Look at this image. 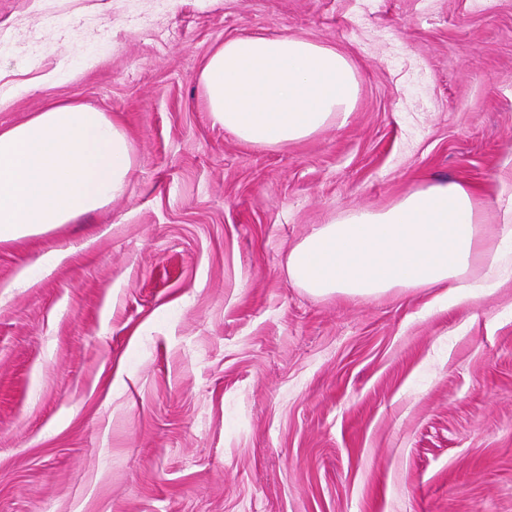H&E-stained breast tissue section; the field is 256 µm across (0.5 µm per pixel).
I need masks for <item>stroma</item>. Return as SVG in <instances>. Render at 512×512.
Returning a JSON list of instances; mask_svg holds the SVG:
<instances>
[{
  "label": "stroma",
  "instance_id": "1",
  "mask_svg": "<svg viewBox=\"0 0 512 512\" xmlns=\"http://www.w3.org/2000/svg\"><path fill=\"white\" fill-rule=\"evenodd\" d=\"M0 33V128L75 100L136 159L104 208L0 244V512H512V283L451 305L285 271L349 211L512 186V0H0ZM283 33L343 53L357 102L243 144L199 72Z\"/></svg>",
  "mask_w": 512,
  "mask_h": 512
}]
</instances>
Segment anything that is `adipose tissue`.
<instances>
[{
  "instance_id": "obj_1",
  "label": "adipose tissue",
  "mask_w": 512,
  "mask_h": 512,
  "mask_svg": "<svg viewBox=\"0 0 512 512\" xmlns=\"http://www.w3.org/2000/svg\"><path fill=\"white\" fill-rule=\"evenodd\" d=\"M200 83L213 122L258 147L309 138L353 111L359 95L344 54L290 34L224 41L207 58ZM133 168L123 128L74 101L0 129V243L102 209L124 192ZM492 207L460 182L413 188L387 208L358 209L320 225L290 250L288 278L319 297L444 287L471 300L473 267L498 266L504 243H512V204L491 233Z\"/></svg>"
}]
</instances>
